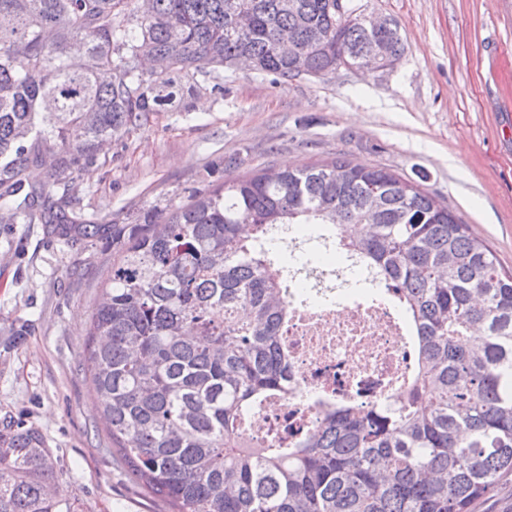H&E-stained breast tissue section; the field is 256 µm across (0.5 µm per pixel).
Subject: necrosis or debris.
I'll return each mask as SVG.
<instances>
[{
    "instance_id": "4bbe7bcc",
    "label": "necrosis or debris",
    "mask_w": 512,
    "mask_h": 512,
    "mask_svg": "<svg viewBox=\"0 0 512 512\" xmlns=\"http://www.w3.org/2000/svg\"><path fill=\"white\" fill-rule=\"evenodd\" d=\"M283 243L288 319L279 341L288 351V393L250 416L246 436L257 448L292 444L331 407L394 404L417 367L413 332L391 282L348 258L329 227L307 234L292 225L264 246L273 253Z\"/></svg>"
}]
</instances>
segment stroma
I'll list each match as a JSON object with an SVG mask.
<instances>
[{
	"label": "stroma",
	"instance_id": "1",
	"mask_svg": "<svg viewBox=\"0 0 512 512\" xmlns=\"http://www.w3.org/2000/svg\"><path fill=\"white\" fill-rule=\"evenodd\" d=\"M396 21L389 72L338 69L274 81L225 70L112 141L75 179L73 217L125 222L185 202L217 179L344 156L445 199L512 270V0H353ZM112 247L0 223V421L37 430L77 512H171L112 455L85 355Z\"/></svg>",
	"mask_w": 512,
	"mask_h": 512
}]
</instances>
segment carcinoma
I'll use <instances>...</instances> for the list:
<instances>
[{"label": "carcinoma", "instance_id": "1", "mask_svg": "<svg viewBox=\"0 0 512 512\" xmlns=\"http://www.w3.org/2000/svg\"><path fill=\"white\" fill-rule=\"evenodd\" d=\"M335 0H0V212L62 238L112 239L87 372L112 455L174 512H474L512 481V271L417 181L346 157L267 166L147 210L78 224L75 175L104 146L243 56L298 78L347 51L404 44ZM252 13L240 31L235 16ZM169 65L150 74L146 59ZM47 182L28 183L32 166ZM328 224L392 280L416 329L418 371L391 415L329 409L292 447L252 448L244 421L284 389L283 267L268 227ZM41 434L0 426V512H74Z\"/></svg>", "mask_w": 512, "mask_h": 512}]
</instances>
